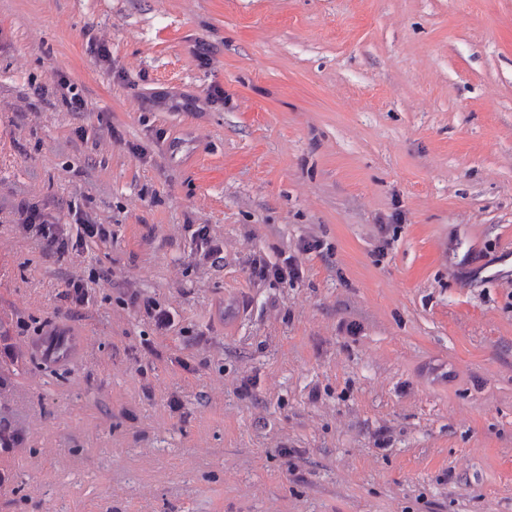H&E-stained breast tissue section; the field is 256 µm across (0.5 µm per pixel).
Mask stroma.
<instances>
[{
  "instance_id": "1",
  "label": "stroma",
  "mask_w": 512,
  "mask_h": 512,
  "mask_svg": "<svg viewBox=\"0 0 512 512\" xmlns=\"http://www.w3.org/2000/svg\"><path fill=\"white\" fill-rule=\"evenodd\" d=\"M59 72L87 111L30 96ZM22 201L115 236L45 256ZM5 346L0 512H512V0H0ZM224 102V88L220 84H213L207 90L203 100L199 98H179L169 93L157 94L153 98L145 100L143 106L148 110H180L190 112H205L207 107H212ZM185 230L190 233L194 244V261L197 266H207L218 268L224 257L223 248L217 240L211 235L209 225L207 224H185ZM250 276L255 280H276L281 283H294L302 274L297 258L289 254L275 263L261 258H253L249 266ZM110 281L109 271L102 269H92L88 274V279L75 278L70 279L63 291V297L70 303L74 309L85 307L89 303V282ZM127 297V305L130 304L143 313L153 323L155 331L160 336H163L175 325L171 311L152 297L144 296L136 290L128 292Z\"/></svg>"
}]
</instances>
